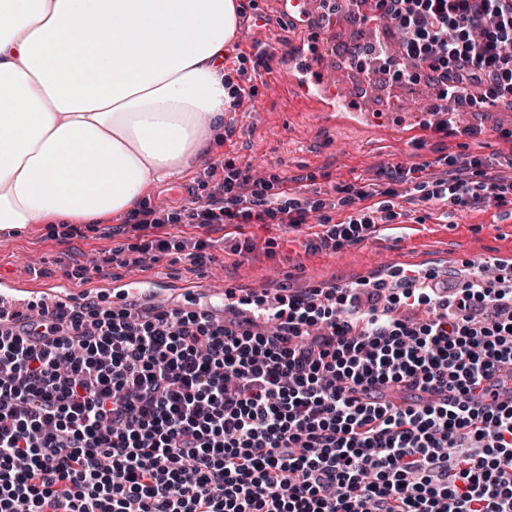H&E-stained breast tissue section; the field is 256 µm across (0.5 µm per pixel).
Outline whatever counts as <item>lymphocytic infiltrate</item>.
<instances>
[{
    "instance_id": "f902f5d3",
    "label": "lymphocytic infiltrate",
    "mask_w": 512,
    "mask_h": 512,
    "mask_svg": "<svg viewBox=\"0 0 512 512\" xmlns=\"http://www.w3.org/2000/svg\"><path fill=\"white\" fill-rule=\"evenodd\" d=\"M395 30L360 71L434 83L462 112L512 98V0H360ZM424 200L471 209L512 182L453 157ZM224 179L191 224L305 223L311 206ZM356 194L334 245L396 217ZM245 321L93 301L0 310V512H512V285L433 298L414 274L249 302ZM403 307L425 319L399 318Z\"/></svg>"
}]
</instances>
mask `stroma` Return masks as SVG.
<instances>
[{"instance_id": "obj_1", "label": "stroma", "mask_w": 512, "mask_h": 512, "mask_svg": "<svg viewBox=\"0 0 512 512\" xmlns=\"http://www.w3.org/2000/svg\"><path fill=\"white\" fill-rule=\"evenodd\" d=\"M236 34L224 59V70L246 97L236 111L225 113L224 130L214 135L207 150L175 181L147 185L143 205L148 211L174 213L172 224L135 230L112 218L92 227L78 224L51 231L31 224L18 233L0 236V271L20 274V288L43 293L59 281L74 293L95 294L117 281H137L156 273L167 279V290L193 282L209 288L223 283L238 288H281L300 292L312 286L331 288L364 280L387 281L383 265L421 273L435 272L449 282L466 279L480 267L512 273V203H495L472 210H448L440 203L423 202L412 186L395 185L389 202L399 212L398 222L377 224L355 245L324 247L320 239L327 222L351 215L350 207L318 208L323 199H344L358 188L379 182L381 169L397 165H425L422 180L446 176L445 160L474 155L488 163V174L512 178V111L489 106L475 114L482 133L464 138L454 133L412 140L400 121L420 128L417 110L426 82L387 83L394 100L374 116H365L366 103L343 95L342 101L358 111L356 123L324 127L316 120L313 101L297 87L279 80V54L289 53L294 41L304 38L307 25L288 26L277 0H238ZM277 52H268L270 42ZM248 180L258 191L278 196L284 191L313 203L308 223L286 227L275 224H214L201 227L179 219L183 209L205 202L225 176ZM166 237L171 247L154 259L152 242ZM251 253L236 252L244 240ZM207 242L213 260L198 269L190 265L179 246Z\"/></svg>"}]
</instances>
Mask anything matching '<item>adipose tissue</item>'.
Returning <instances> with one entry per match:
<instances>
[{
  "instance_id": "obj_1",
  "label": "adipose tissue",
  "mask_w": 512,
  "mask_h": 512,
  "mask_svg": "<svg viewBox=\"0 0 512 512\" xmlns=\"http://www.w3.org/2000/svg\"><path fill=\"white\" fill-rule=\"evenodd\" d=\"M236 0H0V230L130 217L224 126Z\"/></svg>"
}]
</instances>
